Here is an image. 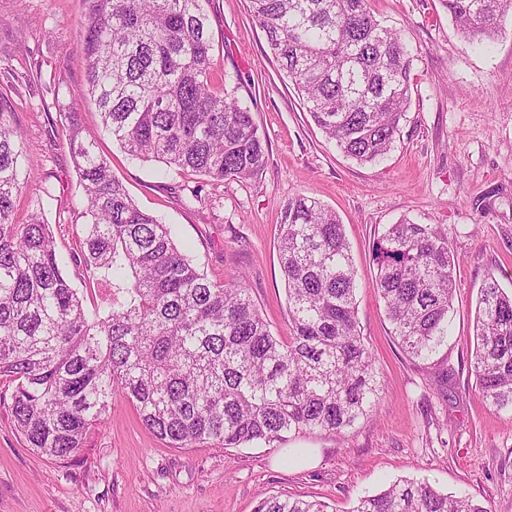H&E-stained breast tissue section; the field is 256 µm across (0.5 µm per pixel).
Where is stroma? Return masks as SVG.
<instances>
[{"label":"stroma","instance_id":"35a3bbf8","mask_svg":"<svg viewBox=\"0 0 512 512\" xmlns=\"http://www.w3.org/2000/svg\"><path fill=\"white\" fill-rule=\"evenodd\" d=\"M413 56L411 106L388 157L360 165L311 121L269 54L248 0H210L215 79L249 106L268 143L249 179L215 181L131 159L98 130L78 97L85 0H0V107L23 134L24 187L15 221L41 208L57 249L76 248L83 189L57 102H72L97 149L143 211L172 227L180 249L214 280L238 276L272 330L288 335L277 233L288 198L336 210L358 272V321L383 385L380 405L346 435L268 445L169 448L116 398L74 458L29 448L0 406V512H255L273 494L351 512L403 477L512 512V411L494 410L472 372L474 312L487 279L512 293V17L483 47L465 42L441 0H371ZM409 218L448 232L457 289L448 335L425 360L398 344L372 287V246Z\"/></svg>","mask_w":512,"mask_h":512}]
</instances>
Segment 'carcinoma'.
<instances>
[{"label":"carcinoma","instance_id":"obj_1","mask_svg":"<svg viewBox=\"0 0 512 512\" xmlns=\"http://www.w3.org/2000/svg\"><path fill=\"white\" fill-rule=\"evenodd\" d=\"M210 0H86L79 23L82 96L131 158L213 180H245L267 162L251 112L216 88ZM471 43L504 33L512 0H442ZM267 47L312 122L359 164L383 160L411 103L412 59L369 0H249ZM85 196L71 263L108 293L89 307L72 288L51 225L14 222L22 133L0 107V393L33 450L76 456L119 394L171 448H226L342 435L379 402L375 357L357 318L355 270L343 224L316 198L288 199L279 224L290 336L273 333L248 288L214 281L141 211L73 106L58 104ZM373 288L412 358L448 335L456 291L448 231L407 219L372 249ZM473 372L482 400L512 409V295L490 281L474 317ZM255 512H328L272 495ZM352 512H489L468 495L401 478Z\"/></svg>","mask_w":512,"mask_h":512}]
</instances>
